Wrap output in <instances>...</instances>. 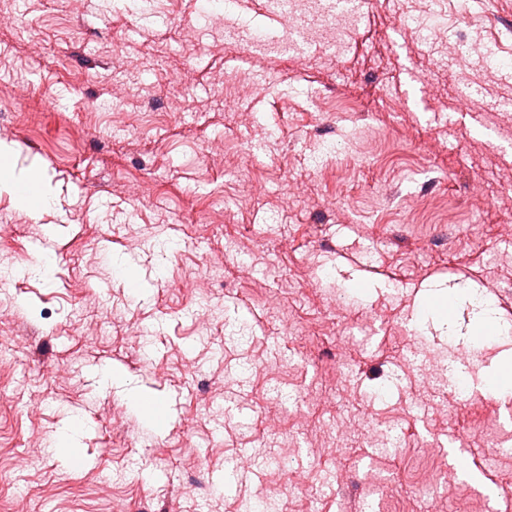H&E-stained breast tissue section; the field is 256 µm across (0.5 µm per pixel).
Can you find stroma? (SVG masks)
Segmentation results:
<instances>
[{
	"mask_svg": "<svg viewBox=\"0 0 512 512\" xmlns=\"http://www.w3.org/2000/svg\"><path fill=\"white\" fill-rule=\"evenodd\" d=\"M224 14L0 0V92L30 88L0 141L49 197L0 190V512H425L429 485L512 512V391L482 387L512 358V0H370L304 58L227 53ZM232 14L281 34L269 0ZM460 35L486 58L449 63ZM475 296L497 336H469Z\"/></svg>",
	"mask_w": 512,
	"mask_h": 512,
	"instance_id": "obj_1",
	"label": "stroma"
}]
</instances>
